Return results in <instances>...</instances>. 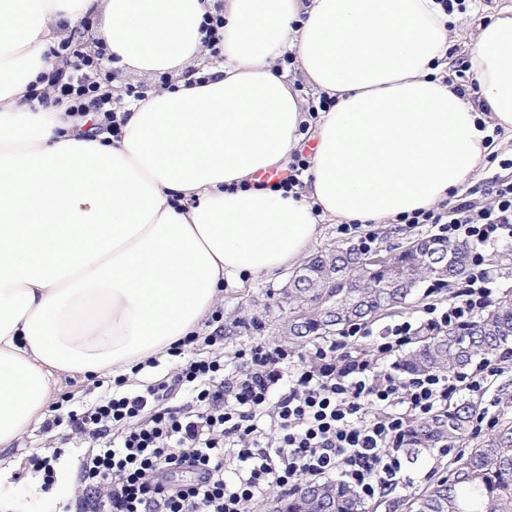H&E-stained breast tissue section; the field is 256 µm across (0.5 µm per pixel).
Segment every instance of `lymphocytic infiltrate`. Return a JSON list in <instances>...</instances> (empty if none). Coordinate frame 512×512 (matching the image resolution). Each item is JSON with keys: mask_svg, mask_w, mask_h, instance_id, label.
Segmentation results:
<instances>
[{"mask_svg": "<svg viewBox=\"0 0 512 512\" xmlns=\"http://www.w3.org/2000/svg\"><path fill=\"white\" fill-rule=\"evenodd\" d=\"M88 59L59 70L52 85L74 116H92L87 132L119 135L111 95ZM405 223L467 245L469 258L454 301L427 305L420 318L382 331L363 324L314 344L309 357L258 344L239 352L224 375L223 327L171 347L177 364L164 380L106 391L68 419H45L43 433L86 444L70 512H247L270 488L296 491L305 481L336 478L370 499L419 482L404 464L413 419L437 412L457 393L481 391L501 370L485 362L449 376L395 377L378 368L422 331L472 323L494 301L485 252L512 241V182L497 184L492 205L470 211L418 210ZM190 480L172 482V474Z\"/></svg>", "mask_w": 512, "mask_h": 512, "instance_id": "obj_1", "label": "lymphocytic infiltrate"}]
</instances>
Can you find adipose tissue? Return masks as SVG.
<instances>
[{"mask_svg": "<svg viewBox=\"0 0 512 512\" xmlns=\"http://www.w3.org/2000/svg\"><path fill=\"white\" fill-rule=\"evenodd\" d=\"M214 11L0 0V452L43 421L64 376L130 375L195 332L224 286L295 265L321 220L434 208L484 162L494 128L512 132V6L468 47L474 100L445 80L466 12L436 0H224L216 63L202 32ZM91 13L89 38L120 66L178 76L142 100L112 85L127 113L116 137L80 136L66 103L29 94ZM302 83L335 101L318 120ZM309 123L301 186H253L287 168Z\"/></svg>", "mask_w": 512, "mask_h": 512, "instance_id": "adipose-tissue-1", "label": "adipose tissue"}]
</instances>
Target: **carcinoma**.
Segmentation results:
<instances>
[{"label": "carcinoma", "mask_w": 512, "mask_h": 512, "mask_svg": "<svg viewBox=\"0 0 512 512\" xmlns=\"http://www.w3.org/2000/svg\"><path fill=\"white\" fill-rule=\"evenodd\" d=\"M467 252L461 245L419 239L370 264L369 253L336 249L310 259L295 274L286 294L288 336L293 340L338 331L354 321L404 303L424 282L442 287L460 278ZM512 343V294L464 326H450L415 341L403 370L453 373L477 359H487ZM471 402L453 404L416 422L407 445L453 446L469 435ZM414 512H512V421H503L484 441L454 462L448 476L413 499ZM272 512H362V503L339 483H303L288 498L277 497Z\"/></svg>", "instance_id": "cac0c4a2"}]
</instances>
